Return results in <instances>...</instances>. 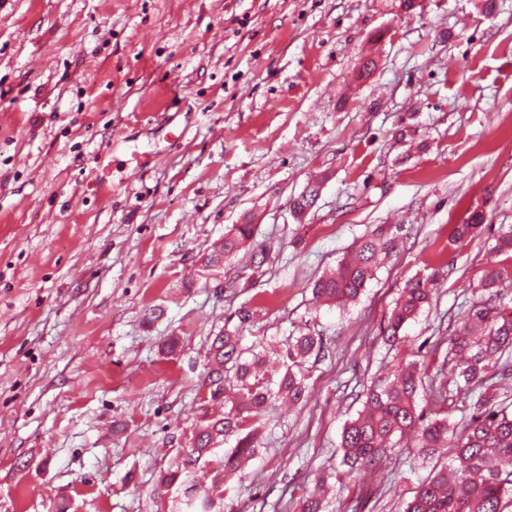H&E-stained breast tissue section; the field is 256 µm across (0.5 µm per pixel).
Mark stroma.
Returning a JSON list of instances; mask_svg holds the SVG:
<instances>
[{
    "instance_id": "stroma-1",
    "label": "stroma",
    "mask_w": 512,
    "mask_h": 512,
    "mask_svg": "<svg viewBox=\"0 0 512 512\" xmlns=\"http://www.w3.org/2000/svg\"><path fill=\"white\" fill-rule=\"evenodd\" d=\"M399 3L0 0V512H174L158 476L190 444L226 326L246 347L326 343L306 402L273 403L227 479L235 512H298L320 476L327 512L368 490L373 512H402L448 462L408 439L348 478L337 444L365 385L404 360L436 374L486 269L512 270L495 249L512 225V0ZM246 219L248 248L203 272ZM380 224L397 254L349 306L314 303L312 281ZM436 266L432 305L385 344L401 288Z\"/></svg>"
}]
</instances>
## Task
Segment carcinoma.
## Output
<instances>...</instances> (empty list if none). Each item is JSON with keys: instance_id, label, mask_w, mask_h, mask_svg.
<instances>
[{"instance_id": "carcinoma-1", "label": "carcinoma", "mask_w": 512, "mask_h": 512, "mask_svg": "<svg viewBox=\"0 0 512 512\" xmlns=\"http://www.w3.org/2000/svg\"><path fill=\"white\" fill-rule=\"evenodd\" d=\"M319 190L309 185L292 201L300 217L315 205ZM480 213L454 227L453 237L463 239L482 223ZM250 220L234 224L222 243L211 249L203 268L220 266L231 260L253 237ZM398 247V236L383 228L367 234L339 261L336 269L316 280L314 298L328 305L345 306L359 298L366 283L374 278L381 257ZM434 271L407 281L392 308L381 333L386 341L399 339L404 326L430 303ZM245 308L238 311L239 326L213 336L206 386L210 405L224 406V413L200 420L191 445L167 471L160 475V486L182 491L179 512H226L224 475L237 471L243 460L258 454L254 423L272 402L286 397L294 403L306 399V364L312 355L324 352L323 338L300 333L280 348V368L267 372L265 351L245 350L240 326L249 321ZM448 355L455 361L456 392L469 394L478 379L482 387L472 398V413L461 427L448 425L440 416L448 405V388L430 387L435 417L423 420L416 398L423 387L426 371L415 362L404 363L393 374L367 390L363 410L343 427L339 447L348 471L356 473L377 465L394 447V438L417 432V447L423 454L452 453L457 465L442 466L432 472L415 491L404 512H505L512 506V411L500 399V376L512 367V306L500 291L474 304L454 324ZM233 448L217 455L216 449L229 438ZM212 468L213 477L203 487L195 483L199 471ZM323 481L305 490L300 512H323Z\"/></svg>"}]
</instances>
